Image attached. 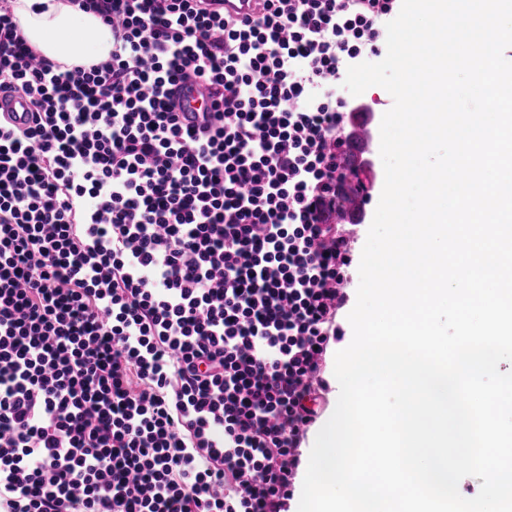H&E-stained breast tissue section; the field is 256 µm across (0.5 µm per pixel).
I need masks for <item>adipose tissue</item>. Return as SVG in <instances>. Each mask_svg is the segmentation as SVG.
Instances as JSON below:
<instances>
[{
  "instance_id": "adipose-tissue-1",
  "label": "adipose tissue",
  "mask_w": 512,
  "mask_h": 512,
  "mask_svg": "<svg viewBox=\"0 0 512 512\" xmlns=\"http://www.w3.org/2000/svg\"><path fill=\"white\" fill-rule=\"evenodd\" d=\"M13 10L28 43L53 62L88 65L112 51L111 29L69 0H14Z\"/></svg>"
}]
</instances>
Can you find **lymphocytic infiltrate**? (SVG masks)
<instances>
[{
	"instance_id": "1",
	"label": "lymphocytic infiltrate",
	"mask_w": 512,
	"mask_h": 512,
	"mask_svg": "<svg viewBox=\"0 0 512 512\" xmlns=\"http://www.w3.org/2000/svg\"><path fill=\"white\" fill-rule=\"evenodd\" d=\"M70 2L108 58L0 0V512H288L351 263L336 86L398 0ZM12 5L28 43L53 62L88 65L112 52V30L68 0H14ZM89 30L95 33L92 40L86 37ZM184 104V112H204L206 106H210L208 93L202 84H196L189 90L181 92Z\"/></svg>"
}]
</instances>
